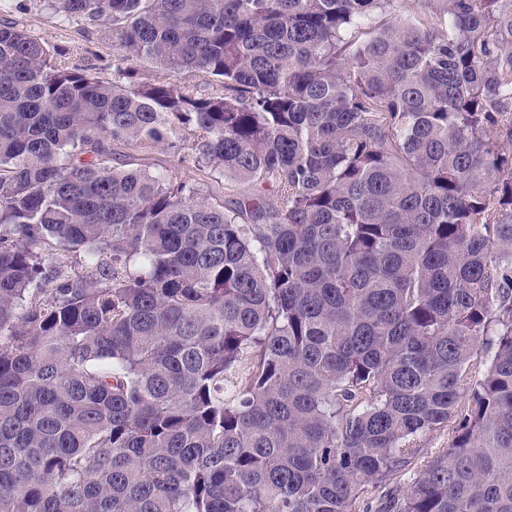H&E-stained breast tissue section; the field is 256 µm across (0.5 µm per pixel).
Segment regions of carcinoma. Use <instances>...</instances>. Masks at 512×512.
Returning a JSON list of instances; mask_svg holds the SVG:
<instances>
[{
  "instance_id": "1",
  "label": "carcinoma",
  "mask_w": 512,
  "mask_h": 512,
  "mask_svg": "<svg viewBox=\"0 0 512 512\" xmlns=\"http://www.w3.org/2000/svg\"><path fill=\"white\" fill-rule=\"evenodd\" d=\"M42 2L115 78L0 21V512H356L452 418L387 512H512V0ZM188 139L230 204L112 153ZM453 426V421H449L448 425H444L440 429H437L436 431L427 434L426 436H423L417 440L419 448H423L424 455L423 458H421L418 461V463L414 467H412L410 472L406 475V480L411 481V479H416L419 476H421L424 469V465L426 464V460H428L430 456H433V454L435 453V451L438 450V448L448 447V440L451 437Z\"/></svg>"
}]
</instances>
